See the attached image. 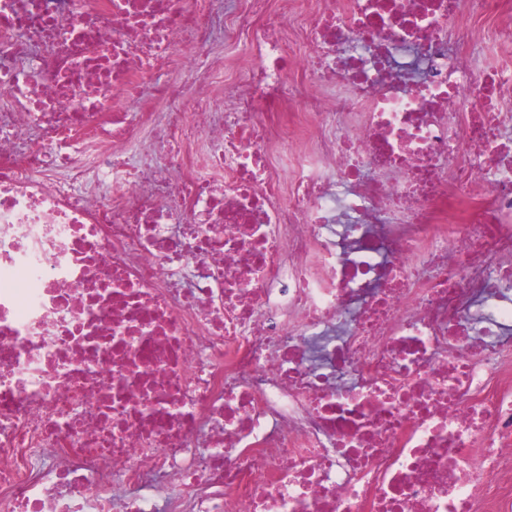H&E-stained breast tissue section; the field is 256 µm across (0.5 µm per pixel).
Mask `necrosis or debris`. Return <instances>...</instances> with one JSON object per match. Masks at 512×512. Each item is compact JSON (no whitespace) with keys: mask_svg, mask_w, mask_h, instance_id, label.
I'll use <instances>...</instances> for the list:
<instances>
[{"mask_svg":"<svg viewBox=\"0 0 512 512\" xmlns=\"http://www.w3.org/2000/svg\"><path fill=\"white\" fill-rule=\"evenodd\" d=\"M213 3L0 0V512H512V0Z\"/></svg>","mask_w":512,"mask_h":512,"instance_id":"necrosis-or-debris-1","label":"necrosis or debris"}]
</instances>
